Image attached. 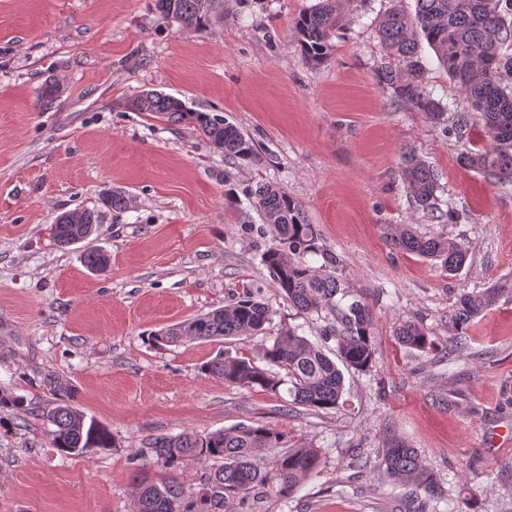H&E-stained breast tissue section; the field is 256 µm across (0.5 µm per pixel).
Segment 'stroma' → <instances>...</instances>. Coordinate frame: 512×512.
<instances>
[{
	"label": "stroma",
	"instance_id": "35a3bbf8",
	"mask_svg": "<svg viewBox=\"0 0 512 512\" xmlns=\"http://www.w3.org/2000/svg\"><path fill=\"white\" fill-rule=\"evenodd\" d=\"M317 2L224 0L207 26L182 30L153 0H0V390L42 410L52 401L43 375L63 376L113 442L69 455L53 448L49 424L0 409V512H133L134 471L163 476L149 453L155 437L241 424L286 431L290 447L320 449L323 464L292 498L260 489L236 512H398L411 489L377 464L395 438L434 474L440 512H512V446L498 443L512 431V297L475 318L465 339L454 340L451 321L462 291L512 281V190L458 162L485 147L482 129L463 143L446 138L377 83V19L397 6L414 12L415 0H366L315 66L294 26ZM50 76L64 93L44 110L38 91ZM144 90L223 115L254 141L257 160L228 162L188 126L125 109ZM409 150L437 171L451 216L413 208L401 172ZM260 182L303 205L373 317L375 362L345 371L340 409L200 371L220 351L256 356L291 327L336 349L323 319L292 308L262 262L270 236L249 196ZM111 189L131 205L103 214L94 243L110 264L93 272L81 245H55L52 225ZM401 224L457 242L464 266L449 274L394 248L387 235ZM246 293L273 310L259 334L162 349L147 341ZM402 319L422 325L433 349L400 345Z\"/></svg>",
	"mask_w": 512,
	"mask_h": 512
}]
</instances>
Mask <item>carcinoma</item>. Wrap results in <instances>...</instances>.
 Segmentation results:
<instances>
[{
    "label": "carcinoma",
    "mask_w": 512,
    "mask_h": 512,
    "mask_svg": "<svg viewBox=\"0 0 512 512\" xmlns=\"http://www.w3.org/2000/svg\"><path fill=\"white\" fill-rule=\"evenodd\" d=\"M218 0H154L162 20L180 17L186 28L205 25ZM411 18L401 9L386 12L378 25V36L386 49L387 61L376 69L378 83L392 89L396 102L426 113L443 124L445 136L458 142L469 138L472 126L482 125L487 147L463 152L462 166L480 172L501 185L512 184V0H415ZM344 0H319L295 22L297 42L304 58L313 65L325 63L334 48L333 38L347 23ZM426 40L448 77L467 103L443 102L424 90L427 71L419 53ZM63 94L61 82L49 77L39 88V103L50 106ZM131 112H145L168 122L191 126L227 160L252 162L257 157L254 142L238 126L212 112L193 111L181 100L158 91L142 92L139 105L125 104ZM403 176L407 193L417 209L439 212L438 178L425 161L408 153ZM254 205L271 234L262 255L273 283L294 308L323 317V335L336 341V356L350 370L367 372L373 367L375 348L373 322L368 307L359 300L342 306L348 291L336 276L340 259L319 245L318 233L310 224L303 206L282 187L262 184L254 192ZM131 198L122 190L102 195L101 208L75 209L58 215L53 238L61 248L83 243L101 222L102 210L120 213ZM392 245L420 257L436 261L448 273L459 271L466 253L442 238L418 235L408 224L391 234ZM310 254L322 258L313 267ZM85 266L103 271L109 263L106 252L89 246L83 252ZM512 294L506 282L483 290L460 294L455 303L453 328L466 335L473 318ZM265 301L246 293L235 302L202 316L186 319L151 336V345L162 348L186 341H221L235 336L256 335L271 320ZM395 336L405 347L425 351L430 337L419 324L401 320ZM266 363L262 367L258 362ZM201 372L220 378L228 385L259 389L280 395L287 387L292 402L315 409H338L344 405L343 376L336 363L306 337L289 329L258 350V360L226 357L220 353L203 364ZM43 387L54 406L42 412L53 426L52 445L67 454L86 455L112 448L108 429L87 417L78 408L79 391L69 380L48 372ZM12 407L30 415L36 407L23 395L0 392V408ZM286 443L283 431L269 425L239 426L207 434L184 431L173 437H159L151 452L168 476L156 482L145 475L135 477L136 512H233L234 501L260 489L282 498L291 497L300 483L317 474L322 455L316 448H292L261 463L270 448ZM189 463L205 468L195 487L180 480ZM380 466L391 477L411 483L432 498L441 494L434 475L427 470L417 451L402 440L382 449Z\"/></svg>",
    "instance_id": "carcinoma-1"
}]
</instances>
